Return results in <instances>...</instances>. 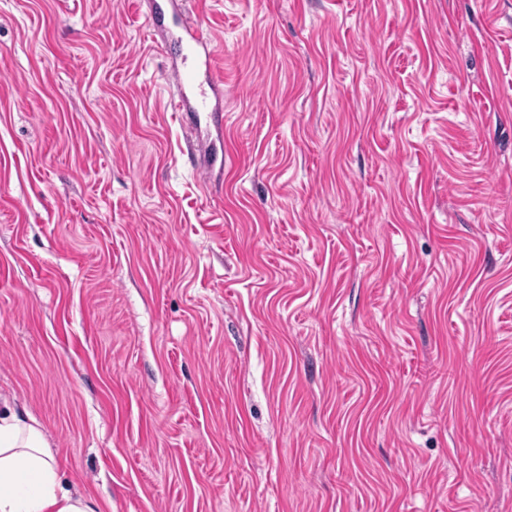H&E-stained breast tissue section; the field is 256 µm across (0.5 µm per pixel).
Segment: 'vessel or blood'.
<instances>
[{"label":"vessel or blood","mask_w":512,"mask_h":512,"mask_svg":"<svg viewBox=\"0 0 512 512\" xmlns=\"http://www.w3.org/2000/svg\"><path fill=\"white\" fill-rule=\"evenodd\" d=\"M180 40L188 47V61L172 73L179 92L171 96L170 107L176 112H190L205 118L211 123L215 135H222V116L211 98L212 91L223 83L217 71L214 48L197 32L188 29L184 30Z\"/></svg>","instance_id":"obj_1"}]
</instances>
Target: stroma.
Here are the masks:
<instances>
[{
  "instance_id": "obj_1",
  "label": "stroma",
  "mask_w": 512,
  "mask_h": 512,
  "mask_svg": "<svg viewBox=\"0 0 512 512\" xmlns=\"http://www.w3.org/2000/svg\"><path fill=\"white\" fill-rule=\"evenodd\" d=\"M1 72L0 402L65 485L512 512V0H0ZM178 39L187 45L189 52L183 57V68L173 69L172 79L180 90L177 96H171L170 107L174 112H192L199 122L201 116L205 117L209 130L207 134L214 131L216 139L220 140L223 135L222 114L216 113L218 106L216 102L212 103L210 91L213 92L224 82L217 71L214 47L211 42L203 40L197 31L186 28ZM199 70H203L202 82L197 78Z\"/></svg>"
}]
</instances>
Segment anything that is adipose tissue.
<instances>
[{
	"label": "adipose tissue",
	"instance_id": "adipose-tissue-1",
	"mask_svg": "<svg viewBox=\"0 0 512 512\" xmlns=\"http://www.w3.org/2000/svg\"><path fill=\"white\" fill-rule=\"evenodd\" d=\"M0 512H95L63 484L40 423L9 405L0 410Z\"/></svg>",
	"mask_w": 512,
	"mask_h": 512
}]
</instances>
